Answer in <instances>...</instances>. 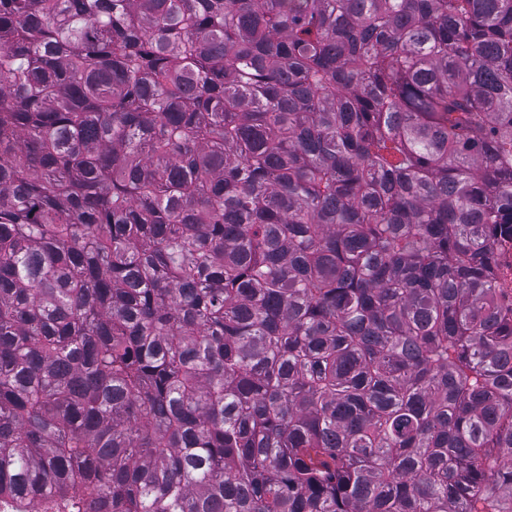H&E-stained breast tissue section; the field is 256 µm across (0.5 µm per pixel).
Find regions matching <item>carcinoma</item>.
<instances>
[{
    "label": "carcinoma",
    "mask_w": 512,
    "mask_h": 512,
    "mask_svg": "<svg viewBox=\"0 0 512 512\" xmlns=\"http://www.w3.org/2000/svg\"><path fill=\"white\" fill-rule=\"evenodd\" d=\"M512 0H0V503L512 512Z\"/></svg>",
    "instance_id": "obj_1"
}]
</instances>
